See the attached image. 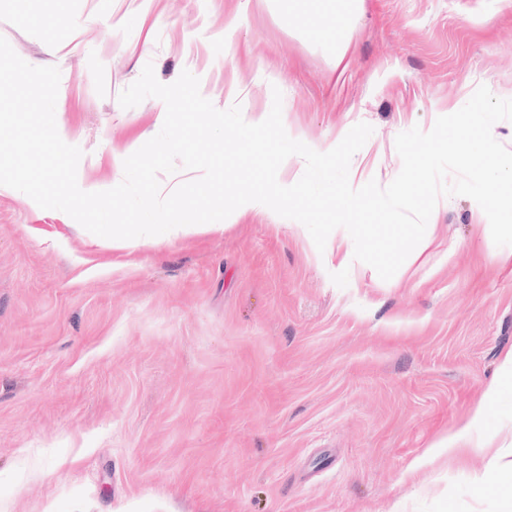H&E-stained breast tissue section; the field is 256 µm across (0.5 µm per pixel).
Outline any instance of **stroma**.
Instances as JSON below:
<instances>
[{
	"label": "stroma",
	"mask_w": 512,
	"mask_h": 512,
	"mask_svg": "<svg viewBox=\"0 0 512 512\" xmlns=\"http://www.w3.org/2000/svg\"><path fill=\"white\" fill-rule=\"evenodd\" d=\"M338 43L307 0H0V36L61 72L55 118L80 188L161 130L119 93L145 65L189 70L221 110L319 152L356 124L353 187L400 172L397 135L478 86L512 99V0H346ZM41 27H34L33 18ZM466 196L440 198L438 244L400 283L317 250L268 207L157 247L88 248L71 218L0 185V512H506L502 460L440 435L475 409L512 445V398L488 396L512 349V246Z\"/></svg>",
	"instance_id": "stroma-1"
}]
</instances>
